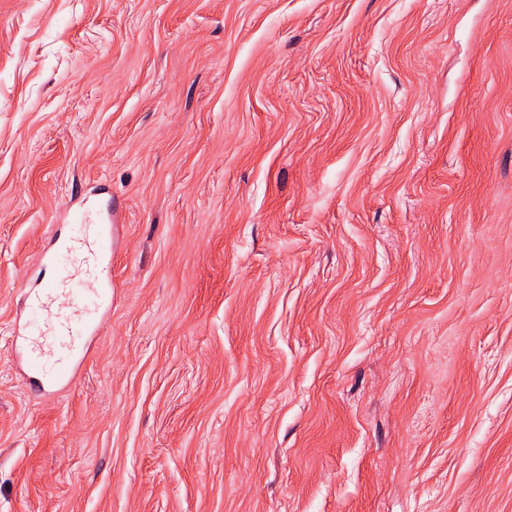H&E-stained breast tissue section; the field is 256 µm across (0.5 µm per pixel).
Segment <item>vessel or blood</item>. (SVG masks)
I'll use <instances>...</instances> for the list:
<instances>
[{"instance_id":"1","label":"vessel or blood","mask_w":512,"mask_h":512,"mask_svg":"<svg viewBox=\"0 0 512 512\" xmlns=\"http://www.w3.org/2000/svg\"><path fill=\"white\" fill-rule=\"evenodd\" d=\"M92 212V193L75 199L70 219L79 232L50 255L55 275L31 295L30 318L13 326L16 364L41 392L75 381L79 355L98 335L104 305L112 300V227L94 221Z\"/></svg>"}]
</instances>
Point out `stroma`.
Returning <instances> with one entry per match:
<instances>
[{
    "mask_svg": "<svg viewBox=\"0 0 512 512\" xmlns=\"http://www.w3.org/2000/svg\"><path fill=\"white\" fill-rule=\"evenodd\" d=\"M96 185L46 397L11 331ZM0 512H512V0H0ZM96 194L93 189L75 199L70 219L80 232L64 240L49 256L48 266L56 267V275L30 295L33 321L18 319L13 326L17 367L23 370L30 387L43 394L49 385L68 386L75 381L83 361V355H77L92 336L99 334V317L112 303V211L108 224L91 218ZM77 290L85 298L82 305L75 302ZM101 297L106 307L99 302ZM26 341L32 347L30 356L26 355ZM46 354L55 357L51 379L44 372Z\"/></svg>",
    "mask_w": 512,
    "mask_h": 512,
    "instance_id": "obj_1",
    "label": "stroma"
}]
</instances>
